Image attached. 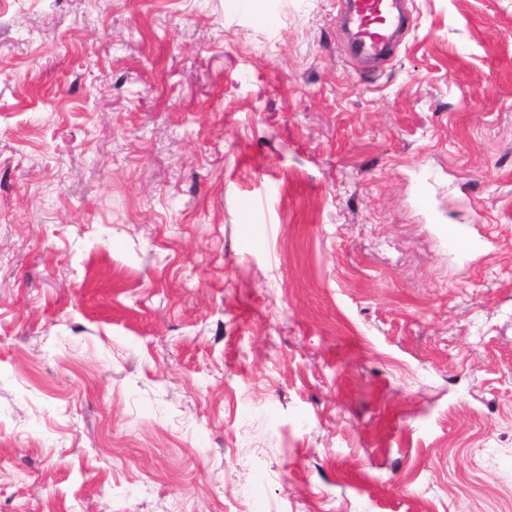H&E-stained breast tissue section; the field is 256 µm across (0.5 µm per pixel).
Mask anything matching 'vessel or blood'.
I'll return each mask as SVG.
<instances>
[{"mask_svg":"<svg viewBox=\"0 0 512 512\" xmlns=\"http://www.w3.org/2000/svg\"><path fill=\"white\" fill-rule=\"evenodd\" d=\"M344 54L375 71L388 63L410 17L405 0H338Z\"/></svg>","mask_w":512,"mask_h":512,"instance_id":"obj_1","label":"vessel or blood"}]
</instances>
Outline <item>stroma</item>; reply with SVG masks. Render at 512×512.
Segmentation results:
<instances>
[{
  "label": "stroma",
  "instance_id": "obj_1",
  "mask_svg": "<svg viewBox=\"0 0 512 512\" xmlns=\"http://www.w3.org/2000/svg\"><path fill=\"white\" fill-rule=\"evenodd\" d=\"M409 8L0 0V512H512V0ZM233 3L236 9L241 11H252L257 23L265 28L272 29L276 24L279 14L274 9L258 6L259 2H266L262 0H233L228 1ZM345 32L344 54L376 71L388 63L409 26L405 0H336Z\"/></svg>",
  "mask_w": 512,
  "mask_h": 512
}]
</instances>
